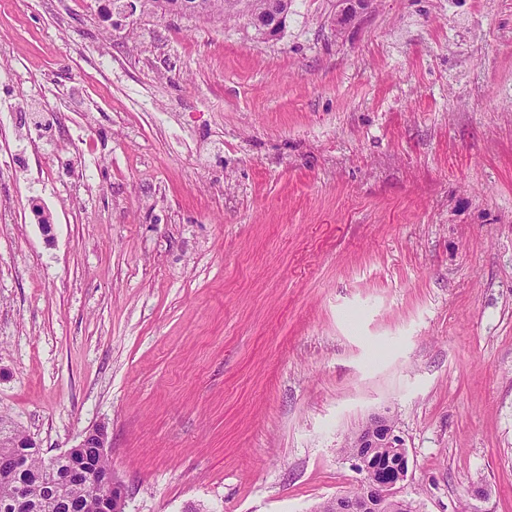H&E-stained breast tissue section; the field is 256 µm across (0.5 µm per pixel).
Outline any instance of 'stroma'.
<instances>
[{
    "label": "stroma",
    "instance_id": "35a3bbf8",
    "mask_svg": "<svg viewBox=\"0 0 512 512\" xmlns=\"http://www.w3.org/2000/svg\"><path fill=\"white\" fill-rule=\"evenodd\" d=\"M336 12L0 0V415L126 512H312L380 411L512 512V0ZM277 0H271L268 6V15L262 19L257 20L259 25L261 26L262 35L273 37L280 30V27L284 21L285 13L288 14V0H280V4L282 6V13L277 12L275 8V3ZM264 25V26H263Z\"/></svg>",
    "mask_w": 512,
    "mask_h": 512
}]
</instances>
